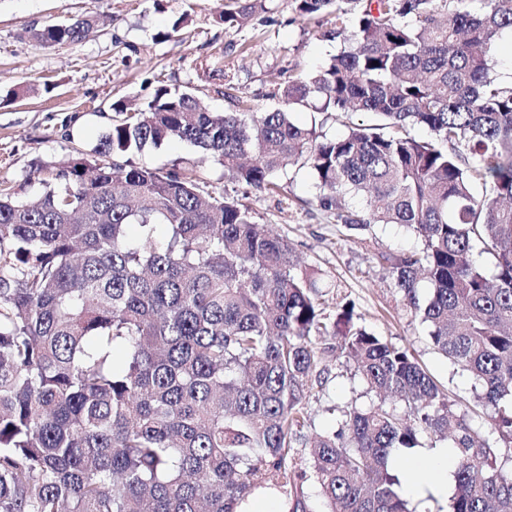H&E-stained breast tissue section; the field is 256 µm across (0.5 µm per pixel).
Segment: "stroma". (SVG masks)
I'll return each mask as SVG.
<instances>
[{
	"label": "stroma",
	"instance_id": "1",
	"mask_svg": "<svg viewBox=\"0 0 512 512\" xmlns=\"http://www.w3.org/2000/svg\"><path fill=\"white\" fill-rule=\"evenodd\" d=\"M228 0H0V191L22 201L43 187L30 172L34 164L68 157H93L117 118L113 103L150 100L156 89H191L211 112L231 106L225 91L259 108L273 107L269 92L290 74L309 71L336 51L323 31L335 19L323 15L309 24L297 18L294 0H261L242 26H225ZM94 11L100 31L85 41L46 47L30 38L31 29ZM178 33H171L175 20ZM48 83L23 98L11 90ZM197 148L167 142L135 155L137 165L168 170L199 159ZM207 190L215 196H244L256 223L287 239L303 267L324 288L327 304L354 301L355 319L389 342L411 349L430 374L452 394L471 397L472 379L433 347L428 329L408 314L392 276L376 260L381 252L413 250L418 239L397 224L358 234L338 224L315 198L308 168H289L283 193L269 195L225 179L214 161L204 165ZM324 380L313 383L304 402L307 421L292 443L291 455L307 467V441L336 427L340 407L369 405L353 363L322 356Z\"/></svg>",
	"mask_w": 512,
	"mask_h": 512
}]
</instances>
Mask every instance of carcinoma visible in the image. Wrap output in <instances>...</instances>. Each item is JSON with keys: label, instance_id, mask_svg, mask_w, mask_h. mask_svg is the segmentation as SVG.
Segmentation results:
<instances>
[{"label": "carcinoma", "instance_id": "1", "mask_svg": "<svg viewBox=\"0 0 512 512\" xmlns=\"http://www.w3.org/2000/svg\"><path fill=\"white\" fill-rule=\"evenodd\" d=\"M294 2L302 23L334 13L326 37L340 47L272 93L281 107L215 115L161 87L143 109L113 104L122 119L102 159L52 165L34 202L0 193V512H243L255 491L309 476L325 512H413L391 456L442 440L448 512H512L498 457L512 447V81L492 73L512 0ZM254 8L226 9L224 25ZM96 23L31 38L81 42ZM304 109L376 122L329 138L293 120ZM171 139L268 193L299 162L347 229L412 231L418 248L379 259L438 352L480 386L473 404L355 323L352 303L326 311L291 244L248 206L205 193L193 168L131 160ZM329 340L403 413L344 410L310 442L305 471L290 448Z\"/></svg>", "mask_w": 512, "mask_h": 512}]
</instances>
